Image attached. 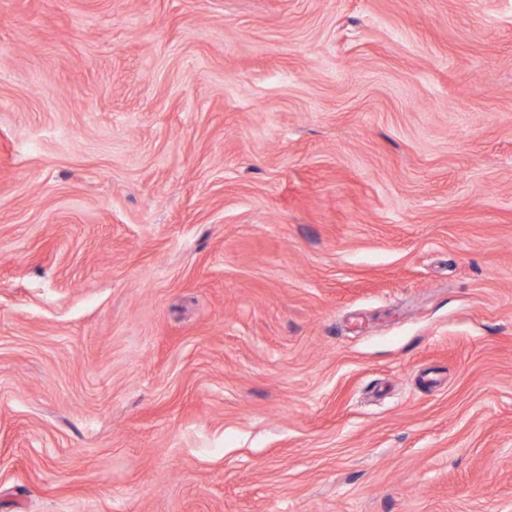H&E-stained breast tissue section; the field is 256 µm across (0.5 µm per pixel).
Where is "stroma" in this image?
Here are the masks:
<instances>
[{"label": "stroma", "instance_id": "35a3bbf8", "mask_svg": "<svg viewBox=\"0 0 512 512\" xmlns=\"http://www.w3.org/2000/svg\"><path fill=\"white\" fill-rule=\"evenodd\" d=\"M0 512H512V0H0Z\"/></svg>", "mask_w": 512, "mask_h": 512}]
</instances>
